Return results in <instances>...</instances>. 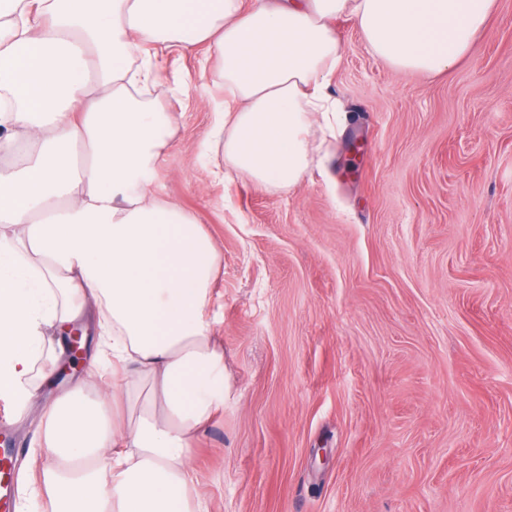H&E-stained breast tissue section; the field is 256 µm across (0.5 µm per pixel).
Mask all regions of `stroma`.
Here are the masks:
<instances>
[{
  "label": "stroma",
  "instance_id": "obj_1",
  "mask_svg": "<svg viewBox=\"0 0 512 512\" xmlns=\"http://www.w3.org/2000/svg\"><path fill=\"white\" fill-rule=\"evenodd\" d=\"M329 88L346 114L321 167L286 192L217 176L219 58L145 45V96L175 130L150 192L222 255L224 410L197 440L209 512H512V0L450 73L396 71L336 23ZM112 387V363L50 367L27 408L0 399L21 474L39 410Z\"/></svg>",
  "mask_w": 512,
  "mask_h": 512
}]
</instances>
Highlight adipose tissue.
Here are the masks:
<instances>
[{"instance_id":"adipose-tissue-1","label":"adipose tissue","mask_w":512,"mask_h":512,"mask_svg":"<svg viewBox=\"0 0 512 512\" xmlns=\"http://www.w3.org/2000/svg\"><path fill=\"white\" fill-rule=\"evenodd\" d=\"M496 0H0V398L26 407L46 329L95 311L112 331V392L43 408L42 468L28 486L53 512H208L190 502L198 434L224 407V346L206 318L221 256L187 212L155 201L152 159L168 113L136 98L153 81L141 45H215L228 96L214 138L226 168L286 190L314 163V127L339 131L329 92L356 22L396 70H451ZM111 469V482L101 479Z\"/></svg>"}]
</instances>
